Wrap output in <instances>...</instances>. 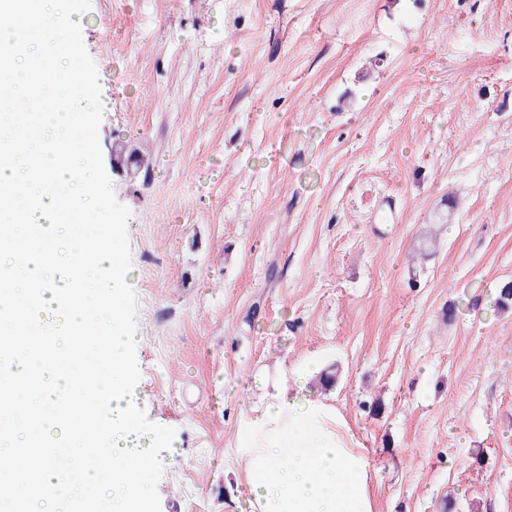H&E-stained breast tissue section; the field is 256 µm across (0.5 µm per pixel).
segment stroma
I'll return each instance as SVG.
<instances>
[{
	"instance_id": "1",
	"label": "stroma",
	"mask_w": 512,
	"mask_h": 512,
	"mask_svg": "<svg viewBox=\"0 0 512 512\" xmlns=\"http://www.w3.org/2000/svg\"><path fill=\"white\" fill-rule=\"evenodd\" d=\"M161 512H251L310 358L378 512H512V0H90ZM144 149L149 166L112 148Z\"/></svg>"
}]
</instances>
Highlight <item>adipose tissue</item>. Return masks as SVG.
Masks as SVG:
<instances>
[{
	"label": "adipose tissue",
	"instance_id": "ef3b65f1",
	"mask_svg": "<svg viewBox=\"0 0 512 512\" xmlns=\"http://www.w3.org/2000/svg\"><path fill=\"white\" fill-rule=\"evenodd\" d=\"M301 363L238 435L253 512H377L372 465L345 417L306 384Z\"/></svg>",
	"mask_w": 512,
	"mask_h": 512
}]
</instances>
